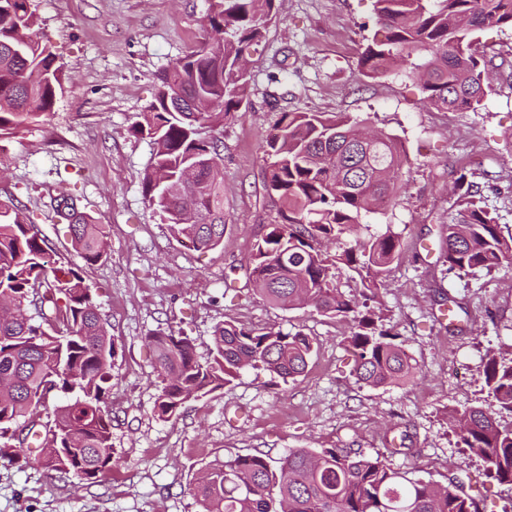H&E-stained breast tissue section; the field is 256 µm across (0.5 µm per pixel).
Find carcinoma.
<instances>
[{
	"label": "carcinoma",
	"instance_id": "cac0c4a2",
	"mask_svg": "<svg viewBox=\"0 0 512 512\" xmlns=\"http://www.w3.org/2000/svg\"><path fill=\"white\" fill-rule=\"evenodd\" d=\"M274 0H226L224 18L206 15V35L165 69L162 89L135 126L152 142V164L143 180L145 203L172 231L197 249L224 239V173L218 139L211 132L239 110L232 89L243 80L235 67L261 35ZM385 29L360 58L368 77L386 74L412 56L426 100L443 112L477 110L492 91L479 34L512 28V0H373ZM34 0H0V137L14 135L52 111L63 69L52 45L36 37ZM269 159L266 188L277 197L282 222L254 245L252 280L270 301L297 302L323 316L350 319L348 337L357 380L371 387L407 380L412 356L382 329L381 316L358 310L337 288L340 264L355 271L363 289L378 287L399 255L391 234H359L360 219L394 202L404 165L397 137L379 132L364 139L345 114L283 112L262 139ZM191 181L184 171L202 161ZM455 213L445 225L442 254L448 268L491 272L512 262V237L481 205L480 191L460 175ZM56 223L66 227L86 264L107 254L104 227L61 189ZM48 241L12 203L0 201V459L24 453L19 440L50 394L54 406L42 443L59 455L50 470L98 483L117 461L112 418L106 410L114 337L102 321L79 269L49 266ZM39 321H34L33 317ZM162 387L155 401L161 420L188 399L224 387L248 369L283 381L305 372L314 353L302 331L256 330L232 323L213 331L210 359L196 357L187 336L146 337ZM489 396L512 413V359L485 364ZM464 447L512 484V427L471 407L449 415ZM199 512H479L460 477L440 485L412 479L381 457L349 448H290L227 458L204 468L190 487Z\"/></svg>",
	"mask_w": 512,
	"mask_h": 512
}]
</instances>
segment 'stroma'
<instances>
[{"label":"stroma","mask_w":512,"mask_h":512,"mask_svg":"<svg viewBox=\"0 0 512 512\" xmlns=\"http://www.w3.org/2000/svg\"><path fill=\"white\" fill-rule=\"evenodd\" d=\"M36 3L64 64L62 90L52 112L0 140V199L37 226L59 268L77 262L53 219L59 188L107 228L106 258L82 276L116 342L107 405L119 465L89 484L49 471L34 454L0 460V512H198L189 487L205 466L289 448L381 455L396 471L442 485L463 469L480 512H512V485L488 475L448 427L449 413L475 406L512 425L484 377L487 356L512 358V266L460 275L441 260L458 176L481 189L483 206L512 235V29L480 34L493 71L482 107L441 112L425 101L410 64L363 75L361 54L381 30L372 0H275L246 52L245 102L222 128L224 241L199 250L145 206L152 146L134 125L163 70L204 36L206 0ZM283 112L367 119L403 146L398 203L363 216L360 232L399 238L377 299L384 329L415 360L410 380L357 382L349 319L274 305L249 277L256 240L279 220L262 137ZM449 296L463 306L452 320L443 314ZM225 321L303 331L315 352L294 379L250 369L159 420L161 382L146 336L187 335L204 358Z\"/></svg>","instance_id":"stroma-1"}]
</instances>
